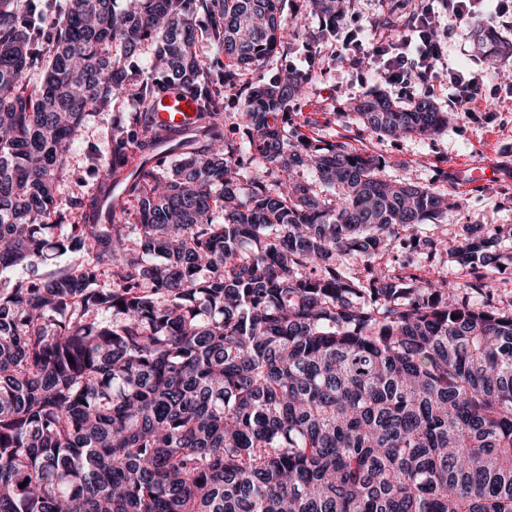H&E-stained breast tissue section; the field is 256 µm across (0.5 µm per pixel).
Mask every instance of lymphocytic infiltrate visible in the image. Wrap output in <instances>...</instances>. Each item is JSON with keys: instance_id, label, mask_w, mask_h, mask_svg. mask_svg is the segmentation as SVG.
<instances>
[{"instance_id": "1", "label": "lymphocytic infiltrate", "mask_w": 512, "mask_h": 512, "mask_svg": "<svg viewBox=\"0 0 512 512\" xmlns=\"http://www.w3.org/2000/svg\"><path fill=\"white\" fill-rule=\"evenodd\" d=\"M485 0H436L417 9L412 27L400 30L391 38L362 40L355 24L337 19L336 38L341 44L339 57L349 67H356L360 56L369 57L373 72L383 82L400 87L426 84L437 77V65L445 56V48L453 33L454 25L463 23L482 10ZM449 20L448 27H439L437 16ZM445 75L450 91L449 106L452 111L466 115L474 110L486 72H466L448 68Z\"/></svg>"}]
</instances>
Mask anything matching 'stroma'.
<instances>
[{"label":"stroma","mask_w":512,"mask_h":512,"mask_svg":"<svg viewBox=\"0 0 512 512\" xmlns=\"http://www.w3.org/2000/svg\"><path fill=\"white\" fill-rule=\"evenodd\" d=\"M421 0H352L348 14L363 30L364 37L389 35L379 19L387 9L405 16L414 12ZM283 18L299 30V37L278 47L259 67L237 71L236 87L224 93V131L238 129L241 94L269 83L285 71L306 76V91L297 105L303 115L315 118L316 136L329 140L345 136L355 148L382 155L385 175L399 181L427 185L453 198L457 207L439 224L423 232L438 238H452L463 225L485 224L491 228L512 229V88L498 87L499 78L512 76V57L500 64V71L489 74L485 92L470 118H462L439 134L427 139L383 138L358 122L352 105L368 92L380 91L398 103L409 101V94L374 78L363 66L353 69L337 63L335 38L323 35L320 17L296 0H283ZM112 148L111 112L93 113L74 141L65 168L56 179V203L66 206L75 196H90L96 178L85 158L91 150L109 152ZM492 169L490 182H481L484 169ZM474 308L494 305L512 310V246L506 248L503 267L496 275L492 293L474 289L465 296Z\"/></svg>","instance_id":"stroma-1"}]
</instances>
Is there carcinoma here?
Wrapping results in <instances>:
<instances>
[{"label": "carcinoma", "instance_id": "carcinoma-1", "mask_svg": "<svg viewBox=\"0 0 512 512\" xmlns=\"http://www.w3.org/2000/svg\"><path fill=\"white\" fill-rule=\"evenodd\" d=\"M113 2L68 0L32 86L39 23L0 0V269L28 267L0 288V512H512V314L375 264L406 233L433 260L415 230L452 212L448 196L304 133L286 112L297 74L247 95L245 139L224 136L234 70L294 36L283 0ZM305 2L336 33L340 0ZM196 15L221 70L200 59ZM473 39L491 71L512 57L480 25ZM116 42L155 43L147 69L198 99L200 123L156 125L166 85L145 78L110 153L87 156L94 198L63 224L56 175L86 117L125 92ZM354 111L393 140L460 118L382 93ZM163 149L169 167L144 162L112 194L128 152ZM461 236L462 288L491 287L502 230ZM50 252L73 262L44 272Z\"/></svg>", "mask_w": 512, "mask_h": 512}]
</instances>
